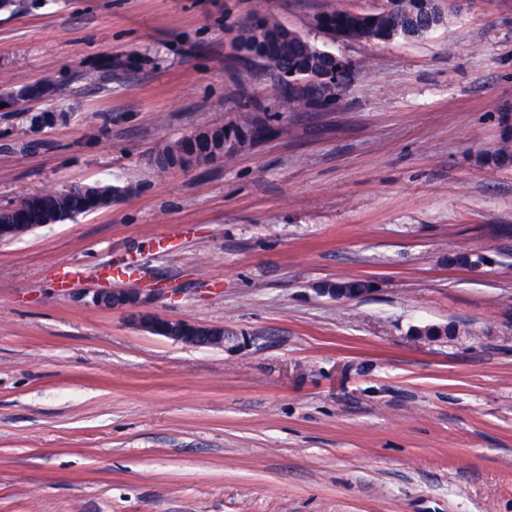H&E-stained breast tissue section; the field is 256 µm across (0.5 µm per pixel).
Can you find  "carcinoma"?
I'll use <instances>...</instances> for the list:
<instances>
[{
    "instance_id": "obj_1",
    "label": "carcinoma",
    "mask_w": 512,
    "mask_h": 512,
    "mask_svg": "<svg viewBox=\"0 0 512 512\" xmlns=\"http://www.w3.org/2000/svg\"><path fill=\"white\" fill-rule=\"evenodd\" d=\"M389 2L388 10L376 16L339 9L326 11L316 17V27L332 41L379 43L397 37L407 39L414 29L427 25L441 9L438 0ZM236 42L241 49L260 59L262 68L290 76L300 95L310 89L313 76L328 71L332 60L326 48L270 18L241 27ZM252 135L248 119L231 126L204 123L160 150L153 163L159 171H188L204 160L224 158V152L235 141L248 140ZM484 161L492 167H511L512 147L496 148L484 156ZM121 192L122 189L108 183H98L75 193L66 188L49 189L16 205L0 207V227L17 235L31 227L56 224L107 208ZM448 263L479 266L486 263V257L479 252H453L448 254ZM326 287L356 296L368 287V281L342 278Z\"/></svg>"
}]
</instances>
